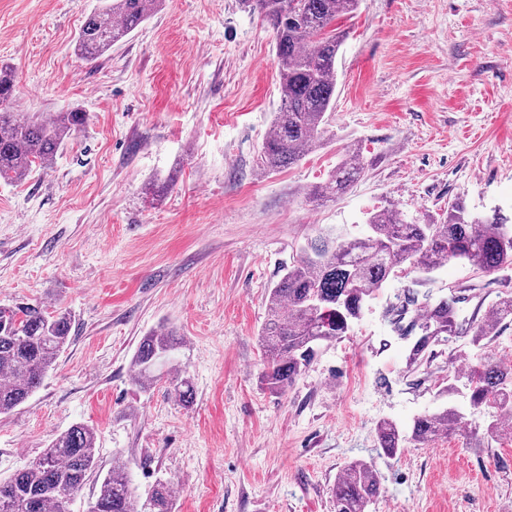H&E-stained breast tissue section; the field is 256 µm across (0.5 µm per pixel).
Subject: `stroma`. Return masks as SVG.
I'll list each match as a JSON object with an SVG mask.
<instances>
[{"label":"stroma","instance_id":"35a3bbf8","mask_svg":"<svg viewBox=\"0 0 512 512\" xmlns=\"http://www.w3.org/2000/svg\"><path fill=\"white\" fill-rule=\"evenodd\" d=\"M97 4L0 0L15 110L88 114L50 168L0 181V308L72 323L40 388L0 415V479L83 423L100 472L121 457L140 499L170 484L175 512H334L353 459L380 475L372 512H512V437H487L466 380L485 358L512 363V321L478 344L449 337L406 374L410 341L389 312L420 278L434 302L469 290L457 317H480L512 297V268L408 269L282 395L259 382L258 337L302 248L364 233L374 210L423 224L459 201L512 224V0H359L336 21L346 39L324 145L267 174L256 158L280 104L272 27L241 0H163L89 63L75 39ZM351 149L364 177L309 202ZM161 328L185 340L174 363L190 406L133 380L141 338ZM441 404L463 414L460 432L383 454L381 421L406 427Z\"/></svg>","mask_w":512,"mask_h":512}]
</instances>
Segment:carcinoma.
Returning <instances> with one entry per match:
<instances>
[{
  "instance_id": "cac0c4a2",
  "label": "carcinoma",
  "mask_w": 512,
  "mask_h": 512,
  "mask_svg": "<svg viewBox=\"0 0 512 512\" xmlns=\"http://www.w3.org/2000/svg\"><path fill=\"white\" fill-rule=\"evenodd\" d=\"M162 0H105L80 28L76 55L94 62L113 44L127 37L160 6ZM359 0H243L273 27L279 63L281 105L259 152L257 169L265 174L287 168L320 146L336 95V60L344 34L333 23L353 13ZM13 72L0 66V179L25 180L36 168H48L57 151L87 121L77 110L49 116L21 115L12 110ZM366 171L351 153L336 165L330 178L315 187V201L345 193ZM450 260H462L482 273L512 267V224L485 222L459 203L446 218L429 224L409 222L394 211H373L364 236L350 240L321 237L288 267L271 288L266 318L259 334L264 351L261 383L281 392L295 385L323 343L340 338L364 303L405 266L433 271ZM412 287L392 306L395 315L409 307L426 309L420 327L425 336L411 345L409 360L422 361L431 342L456 327L459 298L454 292L429 305ZM512 319V298L499 301L485 318L468 323L472 341L493 335L499 323ZM70 318L50 316L35 306L0 310V415L25 403L41 386L60 352L69 342ZM433 337L428 341L427 337ZM182 339L167 331L142 337L131 365L135 379L153 385L166 379L169 391L188 403L190 377H164L160 366L171 359ZM470 402L491 409L487 433L512 435V366L487 358L470 375ZM463 415L452 407L416 417L405 432L392 420L377 428L380 448L395 456L406 443L428 444L454 433ZM98 467L96 433L76 423L58 434L28 467L0 480V512H70L74 496ZM382 494L374 465L365 460L347 463L333 488L334 512H370ZM89 512H174L171 488L159 483L148 503L140 502L125 463L112 460Z\"/></svg>"
}]
</instances>
